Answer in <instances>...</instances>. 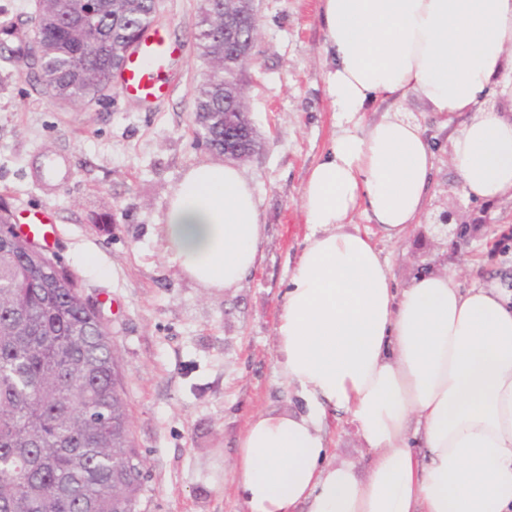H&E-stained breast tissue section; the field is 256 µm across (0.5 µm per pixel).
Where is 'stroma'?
I'll return each mask as SVG.
<instances>
[{"instance_id": "obj_1", "label": "stroma", "mask_w": 512, "mask_h": 512, "mask_svg": "<svg viewBox=\"0 0 512 512\" xmlns=\"http://www.w3.org/2000/svg\"><path fill=\"white\" fill-rule=\"evenodd\" d=\"M200 0H161L160 25L180 46L170 94L153 105L112 93L87 108L53 104L0 43V201L15 223L52 212L50 257L98 307L120 359L135 442L146 461L137 512H247L231 466L249 417L292 410L277 377L275 325L290 260L310 229L300 209L311 166L338 130L320 74V0H256V61L242 74L260 146L242 170L260 200V261L236 287L209 289L171 261L160 234L169 195L191 167L220 160L198 142L193 91L209 64L194 37ZM437 150L421 222L376 245L397 287L419 266L455 271L462 288L493 280L512 291V202L463 196L443 117L406 103ZM67 152L71 172L52 194L34 173ZM473 222L453 248L444 211ZM329 457L366 477L374 454L343 412L328 424Z\"/></svg>"}]
</instances>
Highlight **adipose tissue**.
<instances>
[{
    "label": "adipose tissue",
    "mask_w": 512,
    "mask_h": 512,
    "mask_svg": "<svg viewBox=\"0 0 512 512\" xmlns=\"http://www.w3.org/2000/svg\"><path fill=\"white\" fill-rule=\"evenodd\" d=\"M321 20L340 130L303 187L310 233L275 327L279 376L300 407L251 416L238 489L248 512H512V296L496 283L461 290L446 270L396 289L352 221L365 215L390 241L420 222L437 155L404 109L413 97L455 121L449 158L465 196L512 201V0H321ZM379 101L385 112L366 121ZM160 230L208 288L237 286L259 262V198L233 165L190 168ZM331 410L374 452L366 477L329 462Z\"/></svg>",
    "instance_id": "1"
}]
</instances>
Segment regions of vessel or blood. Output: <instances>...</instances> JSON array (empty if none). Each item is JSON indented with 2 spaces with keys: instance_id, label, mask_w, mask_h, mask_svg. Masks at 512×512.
I'll return each mask as SVG.
<instances>
[{
  "instance_id": "vessel-or-blood-1",
  "label": "vessel or blood",
  "mask_w": 512,
  "mask_h": 512,
  "mask_svg": "<svg viewBox=\"0 0 512 512\" xmlns=\"http://www.w3.org/2000/svg\"><path fill=\"white\" fill-rule=\"evenodd\" d=\"M178 51V45L166 30L149 29L113 77L118 92L148 104L166 97L170 87L164 75L170 70Z\"/></svg>"
}]
</instances>
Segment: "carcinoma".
Returning a JSON list of instances; mask_svg holds the SVG:
<instances>
[{"instance_id":"1","label":"carcinoma","mask_w":512,"mask_h":512,"mask_svg":"<svg viewBox=\"0 0 512 512\" xmlns=\"http://www.w3.org/2000/svg\"><path fill=\"white\" fill-rule=\"evenodd\" d=\"M214 0L200 9L195 39L210 69L194 92L207 112L196 137L224 146V42ZM96 13L97 28L81 14ZM134 17L155 26L151 0H37L31 28L0 33L15 43L41 91L84 106L104 98ZM112 340L73 277L15 232L0 214V512H137L145 460L129 427L128 402Z\"/></svg>"}]
</instances>
